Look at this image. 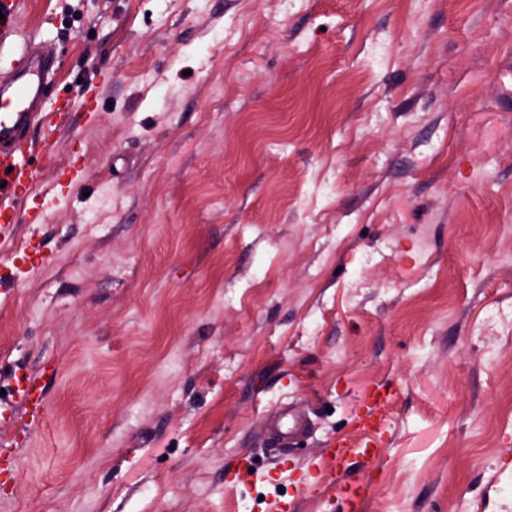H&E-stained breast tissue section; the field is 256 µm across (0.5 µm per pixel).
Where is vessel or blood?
I'll return each instance as SVG.
<instances>
[{"label":"vessel or blood","instance_id":"obj_1","mask_svg":"<svg viewBox=\"0 0 512 512\" xmlns=\"http://www.w3.org/2000/svg\"><path fill=\"white\" fill-rule=\"evenodd\" d=\"M23 0H0V49L16 32L17 19ZM55 60L40 45L26 44L19 57L12 60L13 78L0 85V242L14 237L19 220L15 204L21 200L37 198L38 174L28 165L29 155L40 154L46 162H53L60 147L59 132L75 110L73 101L65 99L54 111L45 113L41 105L45 100L47 78ZM41 376L28 375L17 394L27 404L32 417H39ZM388 396L374 389L364 402V411L357 419L356 430L360 442L347 438L335 441L328 459L320 467L329 477L309 484V491L323 495L328 491L346 493L351 508H358L367 494L369 485L363 481H348L347 471L351 458L361 456L375 459L381 452L385 427L383 410ZM305 421L292 408H280L272 428L277 437L292 438L299 434Z\"/></svg>","mask_w":512,"mask_h":512}]
</instances>
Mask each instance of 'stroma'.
I'll use <instances>...</instances> for the list:
<instances>
[{
	"label": "stroma",
	"mask_w": 512,
	"mask_h": 512,
	"mask_svg": "<svg viewBox=\"0 0 512 512\" xmlns=\"http://www.w3.org/2000/svg\"><path fill=\"white\" fill-rule=\"evenodd\" d=\"M31 40L78 108L0 243V390L47 375L0 512H346L302 477L378 386L361 512H512V0H23ZM304 426V419L289 407H281L272 420L274 434L279 438L290 439L299 434Z\"/></svg>",
	"instance_id": "1"
}]
</instances>
